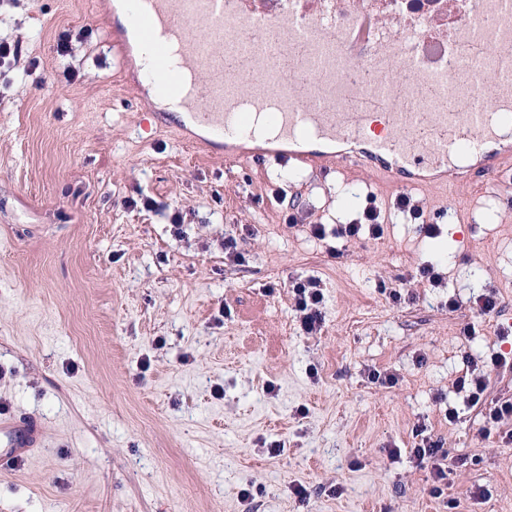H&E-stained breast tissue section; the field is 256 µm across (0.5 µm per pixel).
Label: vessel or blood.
Listing matches in <instances>:
<instances>
[{"mask_svg": "<svg viewBox=\"0 0 512 512\" xmlns=\"http://www.w3.org/2000/svg\"><path fill=\"white\" fill-rule=\"evenodd\" d=\"M126 25L152 52L167 114L207 126L203 152L250 133L264 119L282 140L315 137L342 143L339 152H231L236 161L286 166L315 177L368 170L399 190L493 184L512 167L503 127L512 122V0H458L447 12L440 0H422L405 19L420 49L410 60L414 83L384 85L377 105L364 107L365 87L351 79L354 60L372 59L397 0H127ZM495 15L488 29L479 19ZM492 43L496 96L485 111L468 73L448 81V59ZM247 59L253 78L226 76L229 55ZM460 101L454 112L424 111L420 90ZM43 442L33 417L0 414V470L30 458Z\"/></svg>", "mask_w": 512, "mask_h": 512, "instance_id": "b4317fda", "label": "vessel or blood"}]
</instances>
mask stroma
Listing matches in <instances>:
<instances>
[{
  "label": "stroma",
  "mask_w": 512,
  "mask_h": 512,
  "mask_svg": "<svg viewBox=\"0 0 512 512\" xmlns=\"http://www.w3.org/2000/svg\"><path fill=\"white\" fill-rule=\"evenodd\" d=\"M1 35L20 53L0 59V411L36 416L44 445L0 473V512H512V442L454 387L466 357L512 353L503 191L415 192L454 216L428 238L374 174L321 182L180 141L158 104L133 107L140 75L94 0H0ZM370 196L381 238L310 236ZM308 277L314 334L290 292ZM420 423L449 451L438 484L410 460ZM295 311L298 314L302 330L313 334L320 330L323 316L320 309L323 292L320 280L315 277L296 282L292 286Z\"/></svg>",
  "instance_id": "stroma-1"
}]
</instances>
